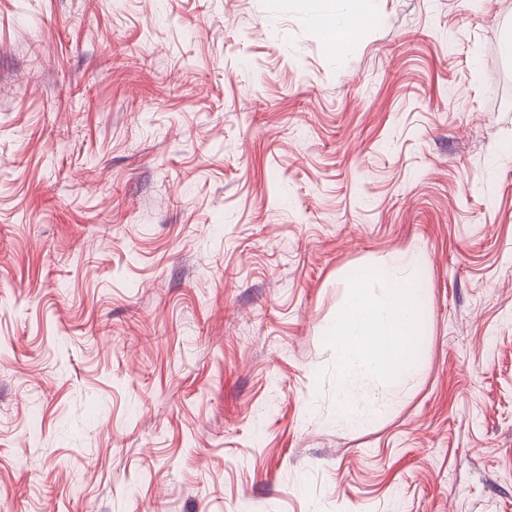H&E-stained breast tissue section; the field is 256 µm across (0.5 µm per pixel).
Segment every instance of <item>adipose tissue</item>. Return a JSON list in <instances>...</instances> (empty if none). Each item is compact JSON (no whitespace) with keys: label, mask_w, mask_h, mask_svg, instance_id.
I'll return each instance as SVG.
<instances>
[{"label":"adipose tissue","mask_w":512,"mask_h":512,"mask_svg":"<svg viewBox=\"0 0 512 512\" xmlns=\"http://www.w3.org/2000/svg\"><path fill=\"white\" fill-rule=\"evenodd\" d=\"M311 18L316 34L326 43L344 47L376 19V0H354L343 21H336L330 0H311Z\"/></svg>","instance_id":"ef3b65f1"}]
</instances>
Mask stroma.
Here are the masks:
<instances>
[{
	"label": "stroma",
	"mask_w": 512,
	"mask_h": 512,
	"mask_svg": "<svg viewBox=\"0 0 512 512\" xmlns=\"http://www.w3.org/2000/svg\"><path fill=\"white\" fill-rule=\"evenodd\" d=\"M0 0V512H512V0ZM419 370L339 421L356 269ZM311 18L316 34L326 43L345 47L355 40L363 29L376 19L375 0H354V9L348 11L342 22H337L330 0H310Z\"/></svg>",
	"instance_id": "35a3bbf8"
}]
</instances>
